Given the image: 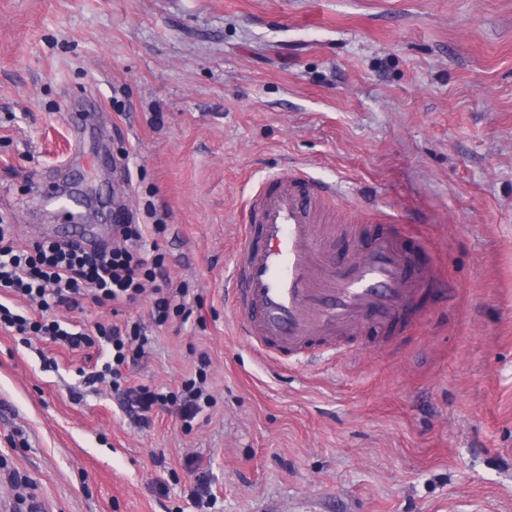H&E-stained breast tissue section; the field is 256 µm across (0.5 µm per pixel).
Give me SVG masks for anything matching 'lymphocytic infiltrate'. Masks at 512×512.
I'll return each instance as SVG.
<instances>
[{
	"instance_id": "f902f5d3",
	"label": "lymphocytic infiltrate",
	"mask_w": 512,
	"mask_h": 512,
	"mask_svg": "<svg viewBox=\"0 0 512 512\" xmlns=\"http://www.w3.org/2000/svg\"><path fill=\"white\" fill-rule=\"evenodd\" d=\"M161 225L119 224L111 245L82 249L69 243L38 242L19 245L12 227L0 223V289L23 300L20 310L0 304V325L22 334L33 333L51 342L76 350L93 341L110 346L111 362L105 363L99 379H111L121 386L125 363L142 357L150 343L140 321L127 320L109 326L97 323L86 327L51 318L54 308H82L86 303L124 306L135 303L144 282H151V320L164 326L171 315L185 312L186 283H175L162 259H147V236L161 232ZM122 387V386H121ZM125 389V388H124ZM130 413L145 417L153 408L179 404L184 417L192 419L212 404L204 383L189 381L182 396L158 389H125Z\"/></svg>"
}]
</instances>
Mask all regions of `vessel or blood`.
Wrapping results in <instances>:
<instances>
[{"label":"vessel or blood","mask_w":512,"mask_h":512,"mask_svg":"<svg viewBox=\"0 0 512 512\" xmlns=\"http://www.w3.org/2000/svg\"><path fill=\"white\" fill-rule=\"evenodd\" d=\"M319 196L309 180L282 176L248 201L242 241L226 276L238 326L262 355L281 360L336 351L365 321L399 319L429 275L411 274V260L390 234L372 238L344 270L322 262L326 239L314 222ZM48 205L69 219L70 242L98 238L74 192L54 190Z\"/></svg>","instance_id":"vessel-or-blood-1"}]
</instances>
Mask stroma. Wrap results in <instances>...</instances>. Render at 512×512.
Listing matches in <instances>:
<instances>
[{
    "mask_svg": "<svg viewBox=\"0 0 512 512\" xmlns=\"http://www.w3.org/2000/svg\"><path fill=\"white\" fill-rule=\"evenodd\" d=\"M310 176L328 257L398 234L434 283L394 326L274 364L224 277L245 207ZM62 185L106 224L161 218L189 319L150 299L61 310L148 323L128 385L215 404L131 418L71 350L0 328V503L45 512H512V0H0V220L62 238ZM205 475L216 496L190 494ZM204 384H206V374L199 383L196 380H189L184 384L178 408L184 418L194 419L204 408L212 407L213 396L207 392Z\"/></svg>",
    "mask_w": 512,
    "mask_h": 512,
    "instance_id": "stroma-1",
    "label": "stroma"
}]
</instances>
